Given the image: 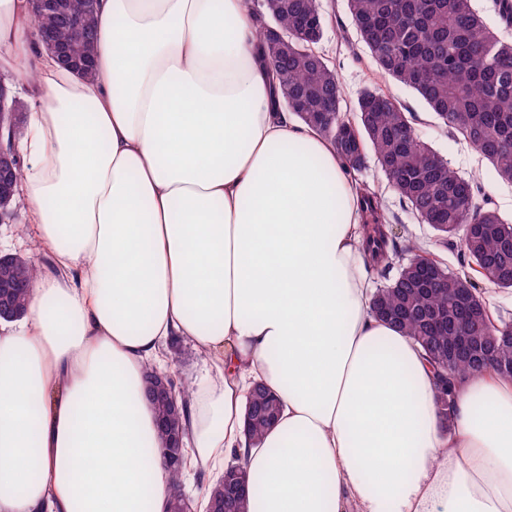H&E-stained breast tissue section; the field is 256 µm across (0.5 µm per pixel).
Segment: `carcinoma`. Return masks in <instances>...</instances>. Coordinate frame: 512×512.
I'll list each match as a JSON object with an SVG mask.
<instances>
[{
    "instance_id": "1",
    "label": "carcinoma",
    "mask_w": 512,
    "mask_h": 512,
    "mask_svg": "<svg viewBox=\"0 0 512 512\" xmlns=\"http://www.w3.org/2000/svg\"><path fill=\"white\" fill-rule=\"evenodd\" d=\"M360 41L370 51L377 71L415 90L450 131L479 146L480 155L498 175L512 182V42L501 40L484 22L474 0H346ZM318 0H263L254 12L263 59L275 77L274 95L280 106L315 128L332 144L348 171H361L368 155L394 180L393 188L421 223L429 225L443 246L460 236L459 264L494 286L512 290V222L478 196L475 181L461 176L417 135L414 117L376 89L363 91L350 117L336 71L320 56L317 45L324 28L306 25L317 19ZM39 31L51 29L68 44L74 56L94 51L95 42L82 41L71 28L50 13L32 12ZM359 204L370 223H384L382 201L368 189ZM372 260L390 264L397 247L383 235L366 236ZM411 260L395 278L372 297L376 316L402 311L394 322L413 338L434 372L439 417L452 427L457 381L473 371L466 359L448 361V355L427 346L434 335L432 318L448 314L443 340L464 328L477 343L499 336L490 345L492 365L512 378V323L491 322L483 295L470 272H456L436 260L417 242L404 247ZM435 267L445 280L442 287L419 281L417 263ZM39 271L30 260L0 262V306L12 316L29 303L27 286ZM181 408L173 411L165 400L153 405L159 422L163 453L172 436L183 431L188 416L187 387L173 388ZM280 399L258 386L247 402V434L258 439L277 415Z\"/></svg>"
}]
</instances>
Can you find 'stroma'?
Masks as SVG:
<instances>
[{"mask_svg":"<svg viewBox=\"0 0 512 512\" xmlns=\"http://www.w3.org/2000/svg\"><path fill=\"white\" fill-rule=\"evenodd\" d=\"M321 2L329 20L318 50L335 68L347 106H354L364 89L374 88L414 112L419 137L461 175L474 179L481 194L489 198L492 207L504 218H512V182L502 180L468 142L449 133L412 89L391 78L375 75L370 53L360 43L347 13L346 0ZM355 179L369 185L380 197L391 241L400 247L410 240L434 245L432 230L416 220L375 165H368ZM10 210V218L0 223V255L29 257L39 268H50L51 258L47 253L34 251L31 244L20 241V230L26 223L22 199H15Z\"/></svg>","mask_w":512,"mask_h":512,"instance_id":"obj_1","label":"stroma"}]
</instances>
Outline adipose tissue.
Segmentation results:
<instances>
[{"label":"adipose tissue","mask_w":512,"mask_h":512,"mask_svg":"<svg viewBox=\"0 0 512 512\" xmlns=\"http://www.w3.org/2000/svg\"><path fill=\"white\" fill-rule=\"evenodd\" d=\"M92 76L0 0L25 65L22 236L51 257L0 319V512H167L145 375L202 355L188 469L245 463L249 512H512V379L458 385L378 320L348 171L276 103L247 0H98ZM282 409L255 445V385Z\"/></svg>","instance_id":"obj_1"}]
</instances>
